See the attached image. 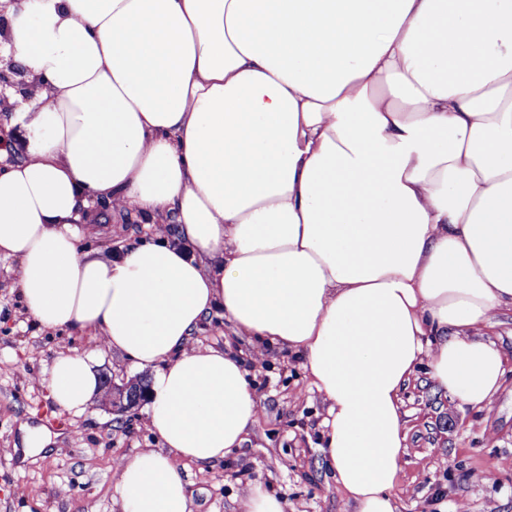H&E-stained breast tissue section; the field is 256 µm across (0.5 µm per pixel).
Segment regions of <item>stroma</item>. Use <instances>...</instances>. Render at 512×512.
<instances>
[{
	"label": "stroma",
	"mask_w": 512,
	"mask_h": 512,
	"mask_svg": "<svg viewBox=\"0 0 512 512\" xmlns=\"http://www.w3.org/2000/svg\"><path fill=\"white\" fill-rule=\"evenodd\" d=\"M101 236L90 248L109 251L123 240L151 239L139 217L113 221L99 205ZM14 261L0 260V512H120L119 465L160 447L144 408L98 406L75 414L56 408L42 379L53 359L77 348L92 352L100 377L116 386L146 382L119 351L66 331L43 330L22 312L13 287ZM489 333L504 353L505 374L492 404L461 407L419 366L401 393L407 453L394 494L399 512H512V310L498 311ZM194 343L231 345L247 363L259 403L241 448L212 466L186 465L192 512H244L248 485H263L285 512H353L326 468L327 404L302 361L285 348L258 349L212 314ZM57 432L48 460L22 462L21 425Z\"/></svg>",
	"instance_id": "35a3bbf8"
}]
</instances>
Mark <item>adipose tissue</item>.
Returning <instances> with one entry per match:
<instances>
[{
	"label": "adipose tissue",
	"instance_id": "1",
	"mask_svg": "<svg viewBox=\"0 0 512 512\" xmlns=\"http://www.w3.org/2000/svg\"><path fill=\"white\" fill-rule=\"evenodd\" d=\"M0 43L27 76L0 148V259L40 327L154 378L163 447L121 465V512H192L186 463L246 440L235 354L194 345L213 310L288 348L328 404L325 448L354 512H397L400 391L420 364L489 405L512 307V0H21ZM174 239L83 251L93 203ZM86 412L91 354L47 371Z\"/></svg>",
	"mask_w": 512,
	"mask_h": 512
}]
</instances>
